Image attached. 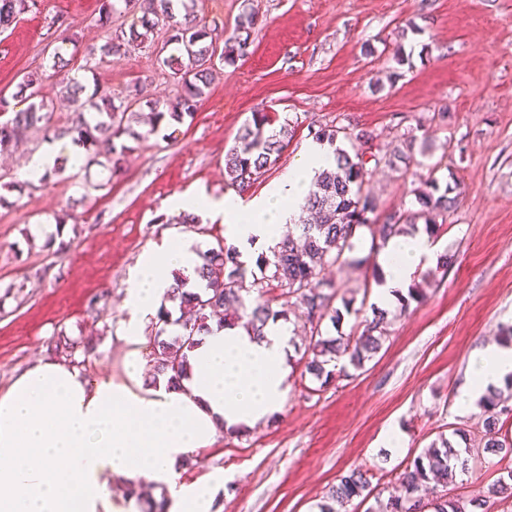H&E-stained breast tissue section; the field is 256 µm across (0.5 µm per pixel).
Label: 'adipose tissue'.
Masks as SVG:
<instances>
[{"mask_svg":"<svg viewBox=\"0 0 512 512\" xmlns=\"http://www.w3.org/2000/svg\"><path fill=\"white\" fill-rule=\"evenodd\" d=\"M84 160L82 147L60 138L29 159L24 176L36 180L62 165L79 168ZM333 160L327 145L311 142L260 197L249 200L233 190L219 198L185 193L171 206L221 219L228 243L251 260L271 254L314 177ZM199 248L174 234L141 254L124 303L122 379L91 381L59 362L42 361L0 392V512H142V502L114 495L113 487L144 480L164 489L167 512H221L223 476L207 473L188 482L180 466L221 433L281 413L291 334L280 319L268 322L259 337L239 326L215 325L189 352L192 372L180 387H170L163 376L151 378L140 350L143 330L166 305L174 271L183 273L188 287H201L195 273ZM436 258L426 234L389 239L377 255V307L390 308ZM511 375L512 346L476 349L455 409L470 411L488 388Z\"/></svg>","mask_w":512,"mask_h":512,"instance_id":"1","label":"adipose tissue"}]
</instances>
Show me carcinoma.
Returning a JSON list of instances; mask_svg holds the SVG:
<instances>
[{
  "mask_svg": "<svg viewBox=\"0 0 512 512\" xmlns=\"http://www.w3.org/2000/svg\"><path fill=\"white\" fill-rule=\"evenodd\" d=\"M140 27H131L128 33L110 36L99 47L102 56L120 52L130 43H144L157 24V18L171 21L167 44L176 45V51L160 58V62L182 83L181 93L172 101L160 103L148 100L147 111L132 110V103L116 100L111 93L95 88L88 98H82L86 87L80 82L67 79V100L75 108V125L68 131H60L61 137L75 132L74 137L84 150H94L110 157L112 172L122 167L126 154L133 150L125 142L129 137L137 142L147 140L160 127L172 121L181 123L193 118L199 104L210 87L214 58L233 66L246 54L251 32L256 24V13L244 12L237 17L233 34L224 40V46L215 44L213 29L193 15L194 0H181L183 20L173 13V0H144ZM30 7L29 0H0V28H7L16 16ZM40 77L29 74L17 85V94L30 101L28 108L0 120V147L23 140L28 132L39 128L45 121L44 101L39 99ZM95 109L97 117L90 122L85 117L86 105ZM341 128L325 126L314 133L317 141L334 147L335 165L318 173L305 197L303 208L311 219L299 220L289 225L272 257L261 255L256 261L261 276H248V270L238 260L234 247L223 241L199 253L201 262L197 275L206 282L202 293L185 289L180 271L173 272V286L168 299L179 309V316L170 319L171 311L163 309L152 322L154 332L150 362L153 376L163 375L171 386L180 384L190 371L188 351L198 344V336L210 328L212 314L224 311L222 322L240 325L259 335L271 319L284 316V311L273 309L265 298V288L276 284L281 296L301 309V316L309 325L310 340L301 359L305 371L326 385L335 377L329 366L340 357L348 358L355 369L364 367L382 348L386 339L387 313L375 308L366 323L358 322L347 334L330 336L323 334L322 324L328 320L340 322V310L334 306L338 297L335 280L325 276V270L334 267L362 266L367 259L349 256L353 251L352 239L356 229L377 225L380 242L377 247L396 236H413L420 231L432 238L438 237L444 218L457 205L453 188L440 186L435 177L437 165H432L428 177L413 190L419 209H396L384 216L378 213L374 199L363 192L365 174L364 153H352L336 146ZM292 137L288 124L273 128L268 113L254 112L239 130L233 146L224 158V177L227 185L238 193L246 192L258 179L278 162ZM417 163L414 142L408 141L405 149L395 152L387 164L396 169H409ZM424 219V225L416 223ZM177 324L182 332L165 337L168 326ZM484 408L482 428L484 450L492 454L512 455V436L502 433L500 416L512 413V409L500 404V397L484 396L480 400ZM472 458L462 455L445 435L424 448L407 463L399 475L401 492L391 494L379 503V512H411L417 503L428 506L426 512H488V500L472 497L466 501L450 498L441 493L448 487L456 471L470 469ZM371 483L362 469H353L339 479V483L325 493V503L320 512H347V506L359 498L366 500L371 493Z\"/></svg>",
  "mask_w": 512,
  "mask_h": 512,
  "instance_id": "obj_1",
  "label": "carcinoma"
}]
</instances>
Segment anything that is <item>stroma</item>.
<instances>
[{
    "mask_svg": "<svg viewBox=\"0 0 512 512\" xmlns=\"http://www.w3.org/2000/svg\"><path fill=\"white\" fill-rule=\"evenodd\" d=\"M101 3L37 0L0 31V98L9 112L26 109L17 85L41 73L48 118L46 129L0 151V391L41 360L91 380L122 377L127 346L118 329L129 271L173 228L210 246L223 238L221 221L181 224L167 202L188 190L224 195V156L252 112L294 130L277 164L250 187L253 196L295 162L315 130L333 125L368 133L362 149L377 161L367 166L364 189L380 210L413 208L425 166L403 175L387 164L413 137L426 143L427 163L442 162L439 177L458 196L438 237L446 274L425 286L422 302L389 310L387 338L363 369L338 373L324 387L300 361L309 338L289 310L295 361L282 412L221 436L182 464V476L189 482L222 470L223 512H319L328 487L359 467L371 477V506L408 460L439 434L461 429L481 462L457 473L448 493L486 494L512 470V457L484 452L481 408L460 413L453 398L471 352L501 342L512 325V0H197L217 34H231L247 8L258 22L247 56L233 67L216 64L194 118L175 125L171 137L141 142L120 173L100 156L43 181L21 179L23 162L74 117L54 54L82 72L86 87L122 98L166 101L181 90L158 62L165 27L148 43L94 55L142 15L140 5L121 6L104 25ZM400 51L407 65L397 64ZM40 224L50 232L36 234ZM332 277L341 295L360 304L336 326L346 333L372 315L363 272L347 267ZM336 327L322 325L327 333ZM392 426L402 447L384 443Z\"/></svg>",
    "mask_w": 512,
    "mask_h": 512,
    "instance_id": "stroma-1",
    "label": "stroma"
}]
</instances>
